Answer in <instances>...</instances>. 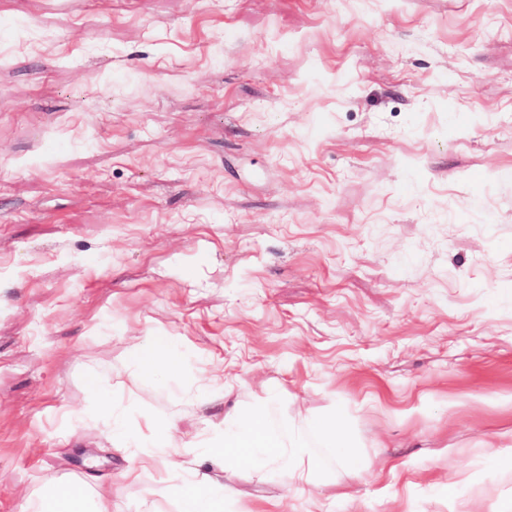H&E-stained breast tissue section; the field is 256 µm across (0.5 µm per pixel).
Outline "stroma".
Wrapping results in <instances>:
<instances>
[{
    "label": "stroma",
    "instance_id": "stroma-1",
    "mask_svg": "<svg viewBox=\"0 0 512 512\" xmlns=\"http://www.w3.org/2000/svg\"><path fill=\"white\" fill-rule=\"evenodd\" d=\"M105 398L305 433L224 512H512V0H0V512H178ZM134 363L140 375L157 376L163 371L176 372L182 358L167 336H144L135 346ZM314 425L321 437L329 443L331 447L338 448V458L343 465L355 472H362L368 469V462L345 449L347 446H345L341 440L337 426L336 413L318 419L315 421ZM36 512H87V492L84 485L54 487L41 498Z\"/></svg>",
    "mask_w": 512,
    "mask_h": 512
}]
</instances>
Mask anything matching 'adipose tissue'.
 <instances>
[{
  "label": "adipose tissue",
  "instance_id": "obj_1",
  "mask_svg": "<svg viewBox=\"0 0 512 512\" xmlns=\"http://www.w3.org/2000/svg\"><path fill=\"white\" fill-rule=\"evenodd\" d=\"M134 363L140 375L156 376L163 371L175 372L182 365V358L169 337L145 336L135 346ZM113 442L134 444L146 442L142 454L146 460L159 459L171 469H185V462L170 446L176 430L172 421L161 422L153 417L131 421L116 412L112 405L100 410ZM305 438L297 436L283 439L273 435L269 428V415L259 411L242 414L225 420L222 434L213 440L202 453L211 464L223 462L247 464L261 468L269 462L278 463L293 471L301 480H309L314 461L305 455ZM179 512H221L224 504V486L204 478L185 480L177 487ZM36 512H110L105 498H98L95 506H88L84 485H63L52 488L41 498Z\"/></svg>",
  "mask_w": 512,
  "mask_h": 512
}]
</instances>
